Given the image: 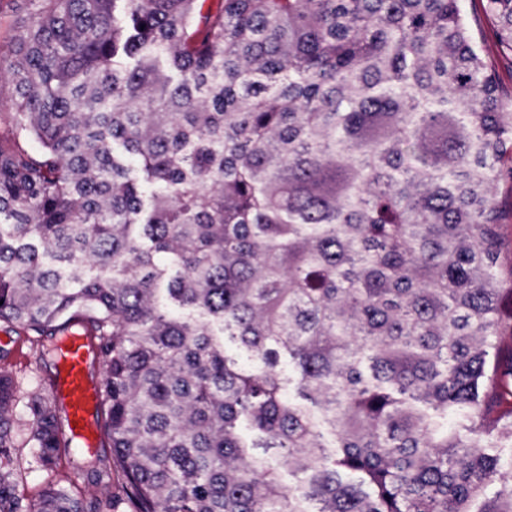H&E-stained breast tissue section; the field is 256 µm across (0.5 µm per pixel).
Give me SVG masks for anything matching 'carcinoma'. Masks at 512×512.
<instances>
[{
  "instance_id": "obj_1",
  "label": "carcinoma",
  "mask_w": 512,
  "mask_h": 512,
  "mask_svg": "<svg viewBox=\"0 0 512 512\" xmlns=\"http://www.w3.org/2000/svg\"><path fill=\"white\" fill-rule=\"evenodd\" d=\"M462 2L22 0L0 321L96 337L130 512H512V90ZM16 394L0 512H114L95 455L25 502Z\"/></svg>"
}]
</instances>
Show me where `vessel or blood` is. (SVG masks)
<instances>
[{"label":"vessel or blood","mask_w":512,"mask_h":512,"mask_svg":"<svg viewBox=\"0 0 512 512\" xmlns=\"http://www.w3.org/2000/svg\"><path fill=\"white\" fill-rule=\"evenodd\" d=\"M93 340L89 333H72L56 359L52 396L63 404L72 438L84 453H95L100 443L96 420L99 391L89 374Z\"/></svg>","instance_id":"b4317fda"}]
</instances>
